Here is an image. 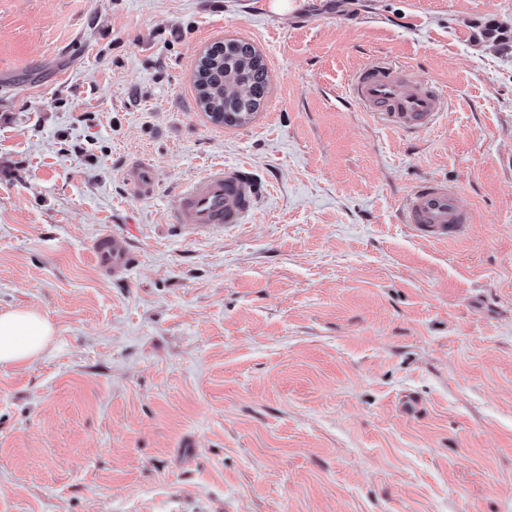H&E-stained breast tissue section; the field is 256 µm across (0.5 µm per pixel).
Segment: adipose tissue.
Returning <instances> with one entry per match:
<instances>
[{"label":"adipose tissue","instance_id":"obj_1","mask_svg":"<svg viewBox=\"0 0 512 512\" xmlns=\"http://www.w3.org/2000/svg\"><path fill=\"white\" fill-rule=\"evenodd\" d=\"M52 335L49 321L25 310L0 313V364H18L37 357Z\"/></svg>","mask_w":512,"mask_h":512}]
</instances>
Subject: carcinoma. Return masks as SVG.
<instances>
[{"label": "carcinoma", "mask_w": 512, "mask_h": 512, "mask_svg": "<svg viewBox=\"0 0 512 512\" xmlns=\"http://www.w3.org/2000/svg\"><path fill=\"white\" fill-rule=\"evenodd\" d=\"M267 84L262 57L253 45L242 40L211 45L197 66L199 105L220 123H245L243 117L260 106Z\"/></svg>", "instance_id": "obj_1"}]
</instances>
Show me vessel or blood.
<instances>
[{"mask_svg": "<svg viewBox=\"0 0 512 512\" xmlns=\"http://www.w3.org/2000/svg\"><path fill=\"white\" fill-rule=\"evenodd\" d=\"M350 94L389 127L405 132L429 128L448 101L447 92L433 83L409 78L399 68L379 63L364 66L354 75ZM127 178L139 197L153 196L155 181L149 163L131 167ZM258 196L247 168L216 162L175 194L173 221L196 231L245 224L254 213ZM401 217L413 233L429 241L455 236L471 221L458 189L437 179L412 189L401 207ZM93 253L100 267L116 276L126 274L132 265L126 242L108 234L94 242Z\"/></svg>", "mask_w": 512, "mask_h": 512, "instance_id": "obj_1", "label": "vessel or blood"}]
</instances>
